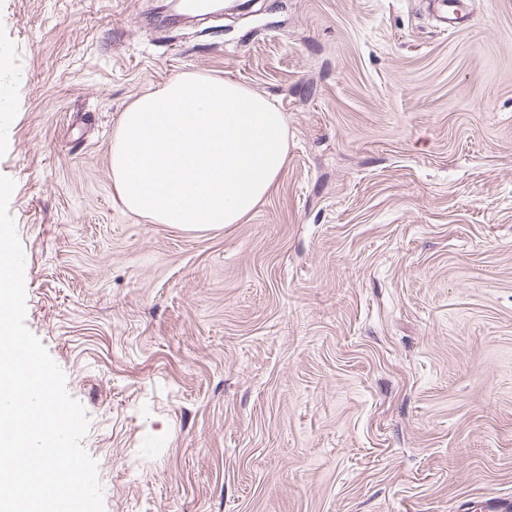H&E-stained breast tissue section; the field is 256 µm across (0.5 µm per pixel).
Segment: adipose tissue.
<instances>
[{"label": "adipose tissue", "instance_id": "ef3b65f1", "mask_svg": "<svg viewBox=\"0 0 512 512\" xmlns=\"http://www.w3.org/2000/svg\"><path fill=\"white\" fill-rule=\"evenodd\" d=\"M288 161V125L266 97L186 72L122 112L112 144L116 196L158 224L240 223Z\"/></svg>", "mask_w": 512, "mask_h": 512}]
</instances>
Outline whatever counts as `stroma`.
I'll use <instances>...</instances> for the list:
<instances>
[{
    "mask_svg": "<svg viewBox=\"0 0 512 512\" xmlns=\"http://www.w3.org/2000/svg\"><path fill=\"white\" fill-rule=\"evenodd\" d=\"M0 0V175L27 328L85 408L105 512H480L512 498V0ZM185 72L288 123L242 223L112 179Z\"/></svg>",
    "mask_w": 512,
    "mask_h": 512,
    "instance_id": "stroma-1",
    "label": "stroma"
}]
</instances>
